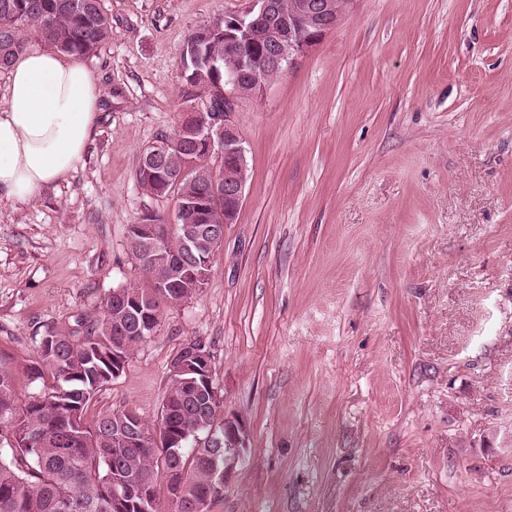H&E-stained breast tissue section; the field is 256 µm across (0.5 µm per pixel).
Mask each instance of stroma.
Segmentation results:
<instances>
[{
	"label": "stroma",
	"mask_w": 512,
	"mask_h": 512,
	"mask_svg": "<svg viewBox=\"0 0 512 512\" xmlns=\"http://www.w3.org/2000/svg\"><path fill=\"white\" fill-rule=\"evenodd\" d=\"M248 0H103L112 39L81 165L0 199V359L143 282L126 231L173 196L141 151L178 128L189 29ZM245 199L209 280L87 415H160L187 344L248 448L209 512H512V0H347L337 27L237 96Z\"/></svg>",
	"instance_id": "1"
}]
</instances>
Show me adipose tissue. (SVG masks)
I'll return each mask as SVG.
<instances>
[{"instance_id":"adipose-tissue-1","label":"adipose tissue","mask_w":512,"mask_h":512,"mask_svg":"<svg viewBox=\"0 0 512 512\" xmlns=\"http://www.w3.org/2000/svg\"><path fill=\"white\" fill-rule=\"evenodd\" d=\"M7 99L0 110V197L31 203L82 162L101 91L80 59L43 49L14 61Z\"/></svg>"}]
</instances>
